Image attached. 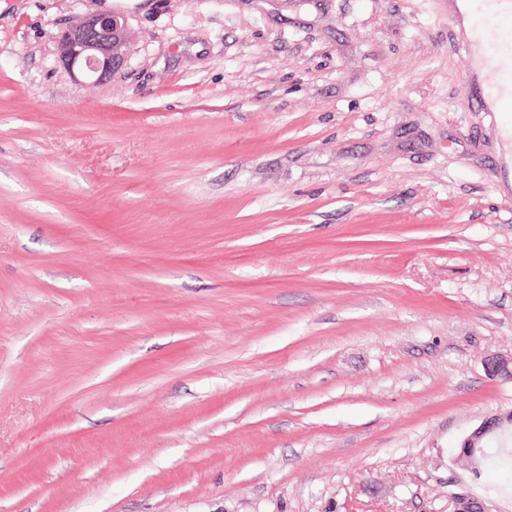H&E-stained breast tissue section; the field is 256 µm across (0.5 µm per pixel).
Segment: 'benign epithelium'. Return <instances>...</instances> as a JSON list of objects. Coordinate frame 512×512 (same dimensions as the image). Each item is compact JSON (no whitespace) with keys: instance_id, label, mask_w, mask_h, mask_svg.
I'll return each instance as SVG.
<instances>
[{"instance_id":"7a95c632","label":"benign epithelium","mask_w":512,"mask_h":512,"mask_svg":"<svg viewBox=\"0 0 512 512\" xmlns=\"http://www.w3.org/2000/svg\"><path fill=\"white\" fill-rule=\"evenodd\" d=\"M127 40L128 26L123 16H87L57 37L58 60L68 72L77 71L101 82L124 67ZM489 371L512 381V355L493 359ZM508 428L512 429V411L485 419L462 439L459 458L470 463L472 469H479L483 448ZM455 503L454 512H490L484 500L472 495L458 496Z\"/></svg>"}]
</instances>
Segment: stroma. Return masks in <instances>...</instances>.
Wrapping results in <instances>:
<instances>
[{
	"mask_svg": "<svg viewBox=\"0 0 512 512\" xmlns=\"http://www.w3.org/2000/svg\"><path fill=\"white\" fill-rule=\"evenodd\" d=\"M467 46L448 0H0V512H512L457 450L512 410ZM127 40L128 26L123 16H86L58 36V60L68 72L77 71L101 82L124 67Z\"/></svg>",
	"mask_w": 512,
	"mask_h": 512,
	"instance_id": "1",
	"label": "stroma"
}]
</instances>
